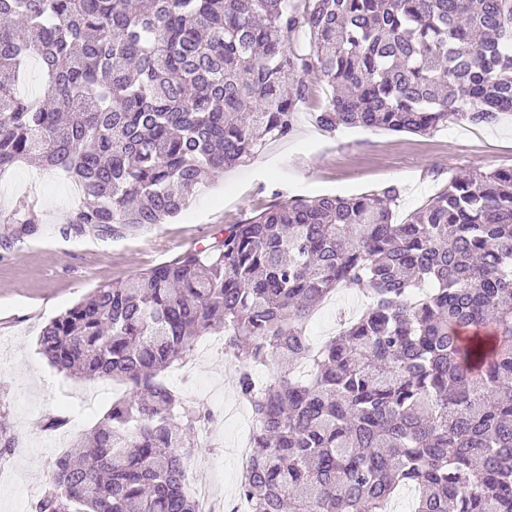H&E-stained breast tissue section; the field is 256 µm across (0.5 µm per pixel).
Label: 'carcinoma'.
Instances as JSON below:
<instances>
[{
  "label": "carcinoma",
  "instance_id": "carcinoma-1",
  "mask_svg": "<svg viewBox=\"0 0 512 512\" xmlns=\"http://www.w3.org/2000/svg\"><path fill=\"white\" fill-rule=\"evenodd\" d=\"M304 2L0 0V173L63 174L84 197L73 228L121 237L288 137L313 72L327 131L512 112V0ZM33 59L45 85L24 97ZM399 197L290 198L51 319L52 366L129 393L56 459L34 512H204L185 472L213 413L164 374L212 333L259 421L249 512H387L405 486L411 512H512V168L454 176L397 223ZM0 221L29 234L41 212L25 199ZM339 288L368 304L315 346L303 324ZM16 450L0 413V462Z\"/></svg>",
  "mask_w": 512,
  "mask_h": 512
}]
</instances>
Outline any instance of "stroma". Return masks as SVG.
I'll return each mask as SVG.
<instances>
[{
	"instance_id": "35a3bbf8",
	"label": "stroma",
	"mask_w": 512,
	"mask_h": 512,
	"mask_svg": "<svg viewBox=\"0 0 512 512\" xmlns=\"http://www.w3.org/2000/svg\"><path fill=\"white\" fill-rule=\"evenodd\" d=\"M306 84L292 134L267 142L255 158L196 190L186 214L168 224L114 238L92 230L78 234L68 226L74 212L70 181L47 171L40 186H32L26 164L0 179V209L11 210L32 197L42 213L41 224L29 235L0 222V413L20 441L0 468V512H32L34 499L53 478L56 458L128 389L120 382L68 377L38 353L40 331L65 308L102 285L184 251L204 249L223 237L225 225L249 220L292 197L356 196L395 184L401 193L394 218L402 221L459 171L512 166V114L484 126L477 137L465 122L427 136L367 128L328 132L313 118L327 97L325 84L315 73ZM335 300L305 324L312 344L336 334L337 306L363 308L355 292L345 288ZM168 380L187 399L215 412L212 435L196 436L187 480L205 478L215 502L236 499L237 449L249 415L236 407L233 368L217 351L193 355L185 372L171 371ZM61 410L69 415V426L44 431V418Z\"/></svg>"
}]
</instances>
